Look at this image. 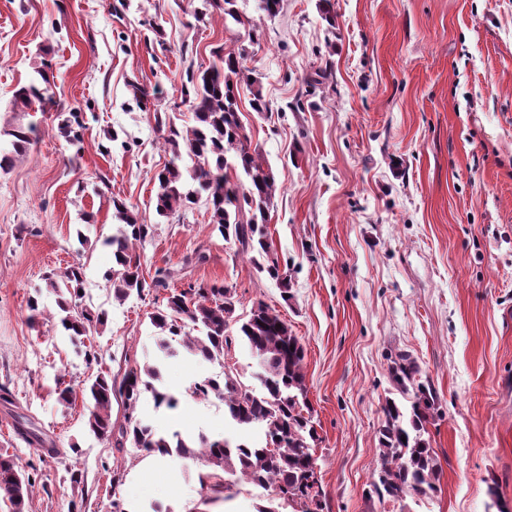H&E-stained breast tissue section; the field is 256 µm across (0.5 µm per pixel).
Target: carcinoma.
Here are the masks:
<instances>
[{
    "label": "carcinoma",
    "instance_id": "obj_1",
    "mask_svg": "<svg viewBox=\"0 0 512 512\" xmlns=\"http://www.w3.org/2000/svg\"><path fill=\"white\" fill-rule=\"evenodd\" d=\"M205 2L224 19L245 24L236 0ZM214 55L219 64L187 72L181 86L182 98L194 112L195 125L179 128L169 115L156 114L170 160L155 175V211L168 218L205 198L215 230L237 241L242 252L255 253L257 269L276 280L285 295L290 293L288 279L280 274L277 259L271 257L267 231L277 184L262 153L250 147L240 122L239 87H249L254 111H268V103L258 81L250 80L254 70L245 64L246 49L226 51L220 46ZM35 103L43 108L53 104L51 80L44 69L36 70V76L13 93L11 111L25 112ZM60 130L70 142L81 141L79 115L71 114ZM40 134L33 122L0 126V137H9L12 146L9 151L0 150V172L9 171ZM232 169L243 172L247 184L232 181L228 176ZM112 207L118 224L101 241L112 254V266L104 273L112 299L123 303L132 296L143 299L153 291L168 289L170 273L158 270L148 281L141 271L138 248L153 234V225L142 223L136 207L124 200H112ZM85 282L86 263L79 258L64 271L45 275L44 288L55 297L65 336L75 351L91 362L97 356L88 350L86 340L99 333L107 322V313L83 303L80 290ZM235 312V290L191 284L169 292L165 306L153 312L150 321L157 333L156 347L167 358L179 354L172 346L174 341L187 353L212 363L223 362L226 352L237 343L248 348L257 361L254 376L261 390L244 384L226 366L222 376L195 383L191 395L221 398L226 418L240 429L261 428L263 440L201 435L191 441L177 431H156L137 412L142 400L149 394L154 407L173 409L178 398L156 385L160 370L148 360L127 369L120 379L99 373L83 383L79 394L90 401L84 430L100 440H114L118 451L129 443L147 455L175 453L200 462L207 473L198 474V479L212 494V502L244 482L270 492L268 505L258 512H280L279 499L288 504L290 512H323L325 493L314 457L318 437L307 400L304 346L277 310L262 301L243 320L237 319ZM232 321L239 324L235 335L228 333ZM389 374L400 398H388L382 406L384 422L378 430L379 464L372 491L380 498L427 496L436 491L441 471L439 456L425 438L427 424L438 413L439 397L432 384L422 379L420 366L408 354L390 358ZM54 384L58 402L71 407L79 395L75 388L65 383V375L60 372L55 374ZM115 400L121 401L126 410L125 425L116 433L111 415ZM30 480L17 455L0 453V509L28 512L34 487Z\"/></svg>",
    "mask_w": 512,
    "mask_h": 512
}]
</instances>
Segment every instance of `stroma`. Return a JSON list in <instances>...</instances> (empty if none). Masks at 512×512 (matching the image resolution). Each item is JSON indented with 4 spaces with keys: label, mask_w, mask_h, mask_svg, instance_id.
Returning a JSON list of instances; mask_svg holds the SVG:
<instances>
[{
    "label": "stroma",
    "mask_w": 512,
    "mask_h": 512,
    "mask_svg": "<svg viewBox=\"0 0 512 512\" xmlns=\"http://www.w3.org/2000/svg\"><path fill=\"white\" fill-rule=\"evenodd\" d=\"M202 0H0V125L17 85L43 68L55 77L57 107L22 114L37 143L0 173V450L9 448L35 481L29 512H133L144 455L116 451L84 431L85 407L64 408L52 391L59 371L79 385L98 369L122 376L156 351L150 315L162 294L113 301L103 278L107 249H83L111 235L112 200L139 211L154 233L140 249L145 277L217 284L237 291L236 314L264 301L305 347V383L320 441L314 450L324 512H494L512 501V0H282L276 16L258 0H237L252 27ZM245 48L268 111L239 90L240 118L279 189L268 232L292 297L249 255L224 241L205 202L162 218L153 179L169 156L154 120L166 112L194 123L180 88L187 71L214 63V48ZM151 93L147 107L132 83ZM85 124L81 145L58 125ZM86 262V304L106 310L87 363L65 339L53 297L29 323L28 299L42 276ZM410 354L435 388L429 427L442 471L423 501L378 500L369 484L378 463L376 430L391 384L388 357ZM235 368L252 383L244 345L223 364L171 360L166 387L175 409L143 411L158 431L224 434V402L199 400L197 381ZM30 419L60 453L18 439ZM79 443L72 452L71 443ZM173 477L156 499L173 512H256L262 491L234 486L211 502L199 464L162 460ZM82 475L80 487L70 471ZM119 486H112L113 473Z\"/></svg>",
    "instance_id": "obj_1"
}]
</instances>
